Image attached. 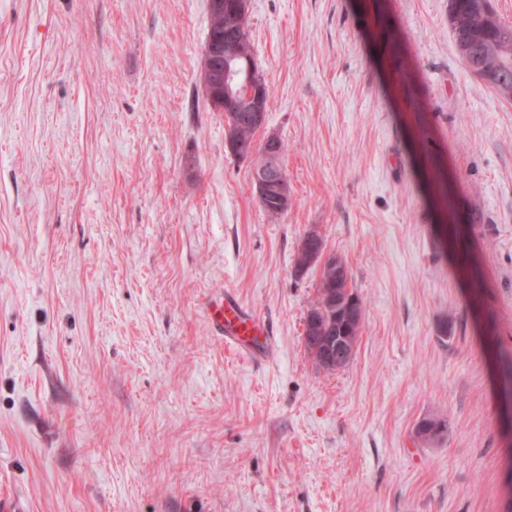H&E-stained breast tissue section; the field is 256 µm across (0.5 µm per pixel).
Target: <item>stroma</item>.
<instances>
[{
  "label": "stroma",
  "instance_id": "1",
  "mask_svg": "<svg viewBox=\"0 0 512 512\" xmlns=\"http://www.w3.org/2000/svg\"><path fill=\"white\" fill-rule=\"evenodd\" d=\"M293 197L198 80L208 0H0V491L24 512H506L512 102L448 0H250ZM317 231L364 305L316 370ZM231 294L270 331L225 345ZM425 418L446 421L434 441ZM266 148L261 153L251 151L246 154V160L251 165L253 186L258 200L267 202L272 199L275 207H265L259 201L262 208L269 213L270 209L277 215H282L288 210L292 200V186L285 176L282 166V157L279 154L276 145L278 137L267 135L264 139Z\"/></svg>",
  "mask_w": 512,
  "mask_h": 512
}]
</instances>
